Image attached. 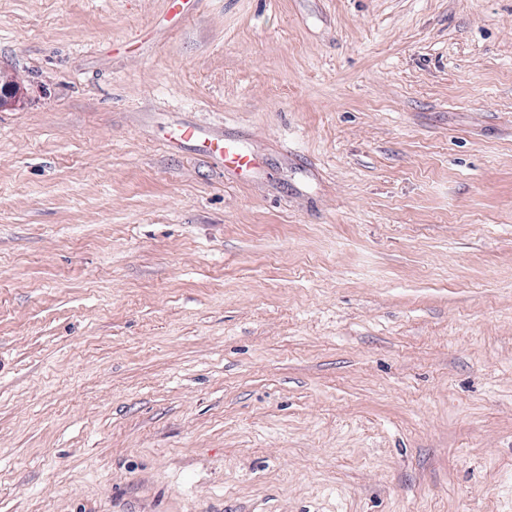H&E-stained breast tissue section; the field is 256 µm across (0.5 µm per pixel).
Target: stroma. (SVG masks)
Returning a JSON list of instances; mask_svg holds the SVG:
<instances>
[{
	"label": "stroma",
	"instance_id": "35a3bbf8",
	"mask_svg": "<svg viewBox=\"0 0 512 512\" xmlns=\"http://www.w3.org/2000/svg\"><path fill=\"white\" fill-rule=\"evenodd\" d=\"M0 73V512H512V0H0ZM204 150L210 155L216 156L224 161L228 168L241 169L247 167L251 159L243 149L239 141L224 134L208 136L203 141Z\"/></svg>",
	"mask_w": 512,
	"mask_h": 512
}]
</instances>
